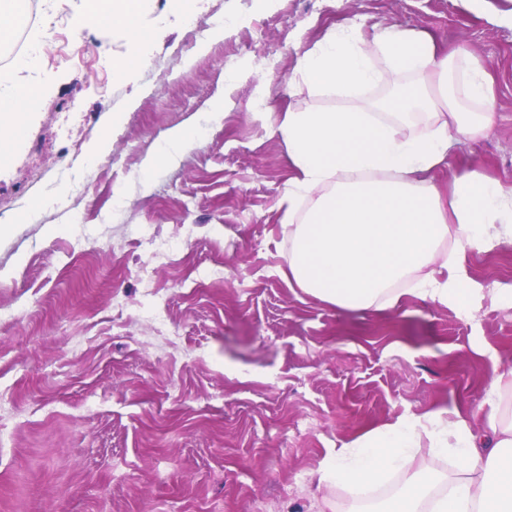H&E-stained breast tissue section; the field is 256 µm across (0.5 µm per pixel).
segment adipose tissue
Listing matches in <instances>:
<instances>
[{
	"mask_svg": "<svg viewBox=\"0 0 512 512\" xmlns=\"http://www.w3.org/2000/svg\"><path fill=\"white\" fill-rule=\"evenodd\" d=\"M151 0H85L99 30L122 29L126 55L113 76L145 66L144 20ZM19 57L0 69V157H8L25 114L38 104L16 85ZM315 91L342 94L339 110H288L280 131L294 171L280 201L290 247L283 275L344 310H385L404 292L466 309L474 289L454 273L460 250L480 253L512 240V190L484 172L452 169L449 129L467 138L495 124V81L480 61L450 51L424 30L379 28L371 40L339 27L299 58ZM409 84L375 106L368 91L385 76ZM476 104L466 112L463 101ZM422 107L419 129L411 111ZM512 372L492 371L490 410L474 427L461 409H439L369 429L340 448L321 472L340 489L364 490L394 473L408 478L379 512H512V416L500 407ZM454 455L449 472H428L424 454Z\"/></svg>",
	"mask_w": 512,
	"mask_h": 512,
	"instance_id": "1",
	"label": "adipose tissue"
}]
</instances>
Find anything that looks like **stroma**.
<instances>
[{
	"instance_id": "35a3bbf8",
	"label": "stroma",
	"mask_w": 512,
	"mask_h": 512,
	"mask_svg": "<svg viewBox=\"0 0 512 512\" xmlns=\"http://www.w3.org/2000/svg\"><path fill=\"white\" fill-rule=\"evenodd\" d=\"M82 0H39L18 81L41 84L0 162V512H355L318 472L365 430L482 416L512 370V242L464 250L470 310L413 295L365 312L282 276L288 109H339L295 68L325 30L425 28L499 84L495 127L453 152L512 189V0H153L147 66ZM207 49H200V42ZM122 113L113 123L112 113ZM199 135L145 172L169 130ZM100 129L111 144L87 157Z\"/></svg>"
}]
</instances>
